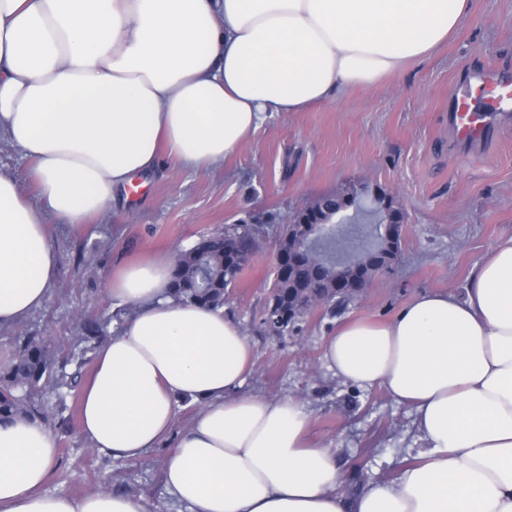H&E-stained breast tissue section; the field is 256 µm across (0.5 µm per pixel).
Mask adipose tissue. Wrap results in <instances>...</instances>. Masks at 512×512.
Listing matches in <instances>:
<instances>
[{
	"label": "adipose tissue",
	"mask_w": 512,
	"mask_h": 512,
	"mask_svg": "<svg viewBox=\"0 0 512 512\" xmlns=\"http://www.w3.org/2000/svg\"><path fill=\"white\" fill-rule=\"evenodd\" d=\"M470 0H0V138L36 193L0 173V328L40 309L55 218L83 227L161 154L203 171L270 112H302L423 60ZM164 260L131 262L106 293L133 313L81 397L93 448L134 458L174 438L165 484L190 512H512V235L464 297L423 292L387 322L346 321L324 362L416 414L420 462L340 491L336 450L296 399L242 393L255 365L239 323L173 298ZM199 402L175 432V401ZM58 455L38 419L0 425V512H148L110 491L45 492Z\"/></svg>",
	"instance_id": "ef3b65f1"
}]
</instances>
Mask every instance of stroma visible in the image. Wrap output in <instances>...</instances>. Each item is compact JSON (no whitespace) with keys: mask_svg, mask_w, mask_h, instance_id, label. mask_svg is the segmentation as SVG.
Segmentation results:
<instances>
[{"mask_svg":"<svg viewBox=\"0 0 512 512\" xmlns=\"http://www.w3.org/2000/svg\"><path fill=\"white\" fill-rule=\"evenodd\" d=\"M489 65L512 69V0H471L469 17L447 44L379 85L305 112L269 113L234 156L209 170L163 159L142 175L139 192H117L111 210L86 230L50 220L56 280L42 308L0 330V360L6 338L22 331L45 336L63 356L78 333L74 312H114L106 281L128 261L169 260L200 235L243 220L261 224L263 244L224 304L256 353L244 392L300 400L311 414V438L337 450L346 493L363 480L393 479L420 446L413 410L380 387L337 380L323 361L324 346L342 321L391 320L426 291L463 295L473 267L499 237L512 234V120L476 148L460 144L448 128V99L459 78ZM351 186L362 195L342 228L346 254H356L378 223L374 196L382 189L404 213L397 266L346 310L315 313L288 335L269 336L261 315L283 216ZM53 434L59 455L47 492L78 497L104 483L144 499L150 512H189L167 492L166 447L115 458L92 448L79 429Z\"/></svg>","mask_w":512,"mask_h":512,"instance_id":"1","label":"stroma"}]
</instances>
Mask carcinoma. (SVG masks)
I'll list each match as a JSON object with an SVG mask.
<instances>
[{"mask_svg": "<svg viewBox=\"0 0 512 512\" xmlns=\"http://www.w3.org/2000/svg\"><path fill=\"white\" fill-rule=\"evenodd\" d=\"M259 232L252 224H232L224 232L207 235L196 244L179 250L172 265L171 292L177 299L219 309L244 270L241 260L259 246ZM335 232L313 242L314 261L295 260L284 274L272 280L270 288L280 308L291 317H283L279 327L265 326L274 335H285L298 328L293 314L314 304L330 311L345 309L352 299L336 292V259L328 249L340 242ZM80 336V356L95 351L107 339L109 320L87 321L75 316ZM66 363H57L45 337L25 333L10 338L9 354L0 363V424L18 417L41 420L58 419L59 427L67 426L62 416L63 400L51 403L44 398L46 389L58 385L66 377Z\"/></svg>", "mask_w": 512, "mask_h": 512, "instance_id": "obj_1", "label": "carcinoma"}]
</instances>
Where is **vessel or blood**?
Returning a JSON list of instances; mask_svg holds the SVG:
<instances>
[{"label": "vessel or blood", "mask_w": 512, "mask_h": 512, "mask_svg": "<svg viewBox=\"0 0 512 512\" xmlns=\"http://www.w3.org/2000/svg\"><path fill=\"white\" fill-rule=\"evenodd\" d=\"M512 115V71L488 69L467 73L448 102V125L458 142L483 144L498 121Z\"/></svg>", "instance_id": "vessel-or-blood-1"}]
</instances>
